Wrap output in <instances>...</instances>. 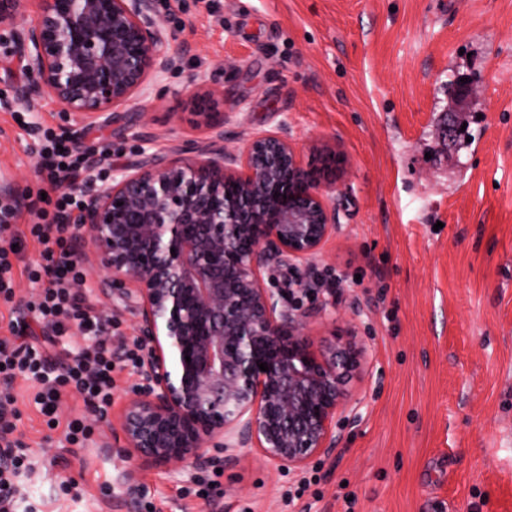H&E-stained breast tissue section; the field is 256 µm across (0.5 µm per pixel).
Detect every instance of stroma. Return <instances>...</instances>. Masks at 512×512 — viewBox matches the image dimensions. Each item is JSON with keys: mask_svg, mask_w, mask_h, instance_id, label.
I'll list each match as a JSON object with an SVG mask.
<instances>
[{"mask_svg": "<svg viewBox=\"0 0 512 512\" xmlns=\"http://www.w3.org/2000/svg\"><path fill=\"white\" fill-rule=\"evenodd\" d=\"M189 53L162 95L138 98L85 127L106 167L193 155L208 134L199 111L224 115V146L288 130L304 165L335 182L336 233L310 282L333 288L306 328L313 347L354 336L366 348L348 384L336 450L295 471L247 448L214 473L120 457L119 415L137 388L117 365L108 420L92 442L64 445L23 379L11 388L32 466L21 478L38 512H127L130 472L161 512H512V0H154ZM471 78L470 141L441 137L458 114L448 76ZM218 88L196 104L189 81ZM25 112L18 122L17 112ZM69 136L51 98L0 108V174L27 199L45 184L34 147L43 127ZM41 246L21 240L15 299L0 302V338L33 324L25 269ZM346 287H336V280ZM112 322V348L135 340V317L97 277L81 287ZM216 477L210 499L191 495ZM74 479L78 498L63 495ZM310 479L296 506L285 494Z\"/></svg>", "mask_w": 512, "mask_h": 512, "instance_id": "1", "label": "stroma"}]
</instances>
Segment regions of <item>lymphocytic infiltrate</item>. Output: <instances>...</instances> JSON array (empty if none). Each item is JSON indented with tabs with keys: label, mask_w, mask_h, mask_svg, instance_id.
<instances>
[{
	"label": "lymphocytic infiltrate",
	"mask_w": 512,
	"mask_h": 512,
	"mask_svg": "<svg viewBox=\"0 0 512 512\" xmlns=\"http://www.w3.org/2000/svg\"><path fill=\"white\" fill-rule=\"evenodd\" d=\"M37 166L56 199L52 209H37V223L26 227L50 259L48 265L36 266L29 273L32 283L40 287L29 308L52 328L56 340L65 339L74 324L87 344L72 350L68 361L56 366L36 345L0 341V512H18L22 501L19 479L29 467V448L15 434L21 416L10 387L16 378L37 385L34 402L51 429L58 425L55 412L63 388H70L102 416L112 404V323L94 315L87 305L80 290L86 272L71 257L81 198L70 186L79 182L86 155L70 141L49 134L37 150Z\"/></svg>",
	"instance_id": "f902f5d3"
}]
</instances>
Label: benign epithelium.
<instances>
[{
    "instance_id": "benign-epithelium-1",
    "label": "benign epithelium",
    "mask_w": 512,
    "mask_h": 512,
    "mask_svg": "<svg viewBox=\"0 0 512 512\" xmlns=\"http://www.w3.org/2000/svg\"><path fill=\"white\" fill-rule=\"evenodd\" d=\"M36 4L31 18L30 0H0V36L30 74L15 99L51 97L78 128L160 91L188 52L153 0ZM207 130L195 157L115 170L95 189L73 185L83 194L74 256L102 274L113 305L134 312L144 348L116 451L204 469L233 467L241 449L258 448L303 469L338 447L345 382L365 354L345 336L313 349L308 312L286 301L310 292L302 272L336 232V184L307 169L283 131L228 151L224 114ZM227 183L237 185L230 197ZM26 204L17 180L1 176L0 223ZM281 268L294 287H266L263 275Z\"/></svg>"
}]
</instances>
